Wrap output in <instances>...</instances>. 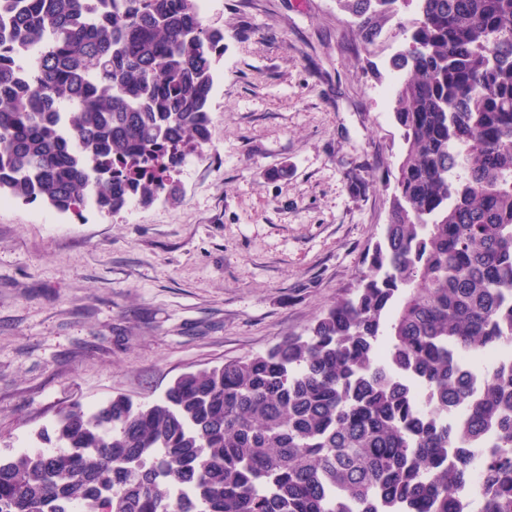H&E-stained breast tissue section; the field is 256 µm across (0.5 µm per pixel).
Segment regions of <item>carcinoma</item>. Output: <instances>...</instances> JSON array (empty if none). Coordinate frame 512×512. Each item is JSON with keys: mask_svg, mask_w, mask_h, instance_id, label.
<instances>
[{"mask_svg": "<svg viewBox=\"0 0 512 512\" xmlns=\"http://www.w3.org/2000/svg\"><path fill=\"white\" fill-rule=\"evenodd\" d=\"M338 2L367 45L415 5L367 269L304 336L154 402L61 408L49 446L0 454V512H456L477 468V512H512V365L483 367L473 397L460 362L512 345V0ZM223 50L197 0H0V197L175 198Z\"/></svg>", "mask_w": 512, "mask_h": 512, "instance_id": "carcinoma-1", "label": "carcinoma"}]
</instances>
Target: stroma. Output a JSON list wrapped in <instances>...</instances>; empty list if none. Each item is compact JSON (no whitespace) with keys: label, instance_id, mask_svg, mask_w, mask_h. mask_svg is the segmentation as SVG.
<instances>
[{"label":"stroma","instance_id":"obj_1","mask_svg":"<svg viewBox=\"0 0 512 512\" xmlns=\"http://www.w3.org/2000/svg\"><path fill=\"white\" fill-rule=\"evenodd\" d=\"M337 0H215L211 141L135 214L0 206V446L59 409L159 399L182 373L303 334L388 222L390 60Z\"/></svg>","mask_w":512,"mask_h":512}]
</instances>
